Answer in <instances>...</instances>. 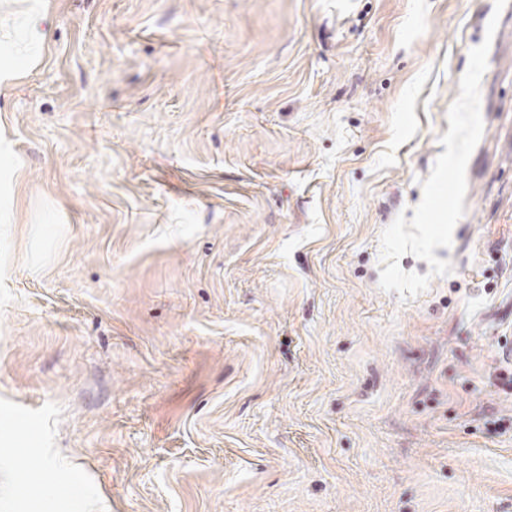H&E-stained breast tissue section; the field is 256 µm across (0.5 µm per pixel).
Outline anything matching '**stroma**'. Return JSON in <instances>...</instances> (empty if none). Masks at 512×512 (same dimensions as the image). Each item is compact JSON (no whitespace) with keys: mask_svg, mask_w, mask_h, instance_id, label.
I'll return each mask as SVG.
<instances>
[{"mask_svg":"<svg viewBox=\"0 0 512 512\" xmlns=\"http://www.w3.org/2000/svg\"><path fill=\"white\" fill-rule=\"evenodd\" d=\"M46 5L0 88V512H512V0ZM494 16L453 271L403 301L380 235Z\"/></svg>","mask_w":512,"mask_h":512,"instance_id":"obj_1","label":"stroma"}]
</instances>
